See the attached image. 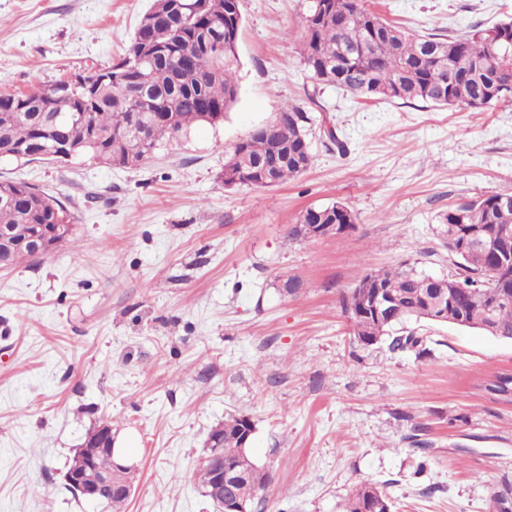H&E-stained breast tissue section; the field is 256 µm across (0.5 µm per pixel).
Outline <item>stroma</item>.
I'll list each match as a JSON object with an SVG mask.
<instances>
[{
  "mask_svg": "<svg viewBox=\"0 0 512 512\" xmlns=\"http://www.w3.org/2000/svg\"><path fill=\"white\" fill-rule=\"evenodd\" d=\"M151 4L0 0V94L112 65ZM365 4L422 34L512 16V0ZM241 12L223 122L134 168L0 160V180L75 216L69 242L0 270V512H107L64 481L104 422L135 469L122 512H216L195 468L230 413L254 422L252 455L272 477L261 512H343L362 483L395 512H512V403L481 388L512 372V342L418 321L428 354L364 348L340 307L364 273L401 261L454 273L438 217L512 192V103L447 110L313 88L305 0H241ZM291 107L311 117L310 168L273 188L225 186L231 145ZM331 202L355 214L349 231L289 237ZM291 278L299 290L281 294Z\"/></svg>",
  "mask_w": 512,
  "mask_h": 512,
  "instance_id": "35a3bbf8",
  "label": "stroma"
}]
</instances>
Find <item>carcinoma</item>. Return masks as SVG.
I'll return each instance as SVG.
<instances>
[{
  "label": "carcinoma",
  "mask_w": 512,
  "mask_h": 512,
  "mask_svg": "<svg viewBox=\"0 0 512 512\" xmlns=\"http://www.w3.org/2000/svg\"><path fill=\"white\" fill-rule=\"evenodd\" d=\"M241 25V0H154L117 63L31 93L0 95V159L40 160L38 152L52 137L45 119L57 112L87 124H69L75 156L124 167L142 164L163 142L196 124L224 121L238 96ZM188 53L198 59L197 67H181ZM300 56L315 85L339 87L362 99L471 110L512 102V18L491 27L475 24L460 35L420 34L386 21L363 0H309ZM280 115L284 124L273 135L248 136L232 147L224 183L276 187L307 170L309 117L297 107ZM0 191L20 197L0 202V229L23 236L62 224L59 239L65 243L73 236L74 214L57 198L8 180L0 182ZM498 198L495 193L462 201L442 215L440 234L455 257L454 274L433 277L403 264L360 277L386 288L397 305L393 320L375 336L356 289L343 296L341 308L358 344L371 346L388 336L391 348L420 355L427 351L425 339L405 331L410 320L450 323L512 339V274L493 252L460 251L470 232L481 231L498 250L512 255V205L503 206ZM300 223L353 224L355 215L334 202L306 209ZM460 285L476 289V297L458 293L449 302L451 290ZM484 390L511 403L512 373L495 375ZM253 429L248 416L231 414L211 430L223 443L224 463L243 473L234 487L236 497L251 505L269 480L250 449L241 447L244 431ZM211 474L209 463L200 462L201 493L215 501L220 492ZM371 489L367 484L357 487L345 512H381Z\"/></svg>",
  "instance_id": "obj_1"
}]
</instances>
